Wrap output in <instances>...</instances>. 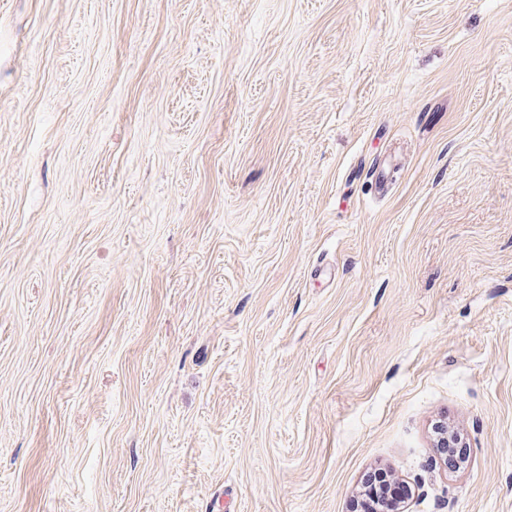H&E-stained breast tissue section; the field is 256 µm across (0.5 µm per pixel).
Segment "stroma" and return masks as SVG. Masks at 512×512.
Here are the masks:
<instances>
[{"label": "stroma", "instance_id": "obj_1", "mask_svg": "<svg viewBox=\"0 0 512 512\" xmlns=\"http://www.w3.org/2000/svg\"><path fill=\"white\" fill-rule=\"evenodd\" d=\"M374 468L512 512V0H0V512ZM434 433L436 435L434 445L435 448H448V441L451 440H454L455 442L460 440L458 443H461L462 445L466 444L461 433L457 431H449L448 425L446 423L439 422V424L435 425ZM448 453H453L458 456L460 465L457 469H459L466 462L462 448H448Z\"/></svg>", "mask_w": 512, "mask_h": 512}]
</instances>
